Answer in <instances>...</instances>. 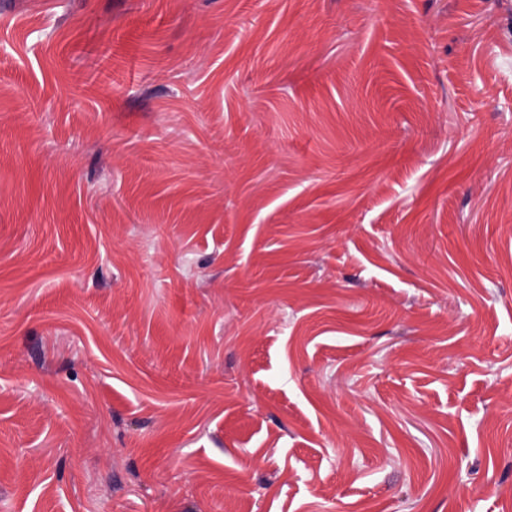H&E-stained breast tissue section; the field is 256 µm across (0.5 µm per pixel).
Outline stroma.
Here are the masks:
<instances>
[{"label": "stroma", "instance_id": "obj_1", "mask_svg": "<svg viewBox=\"0 0 512 512\" xmlns=\"http://www.w3.org/2000/svg\"><path fill=\"white\" fill-rule=\"evenodd\" d=\"M0 512H512V0H0Z\"/></svg>", "mask_w": 512, "mask_h": 512}]
</instances>
